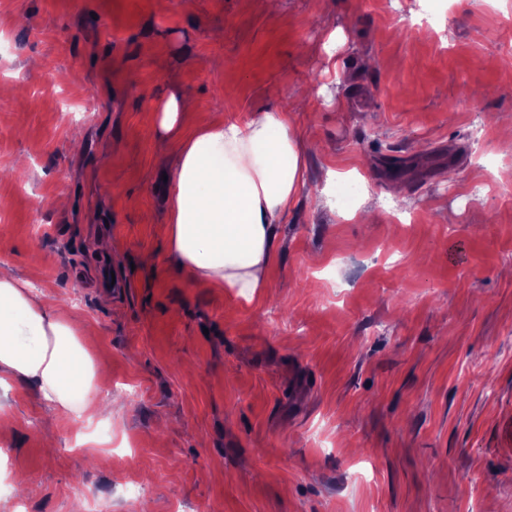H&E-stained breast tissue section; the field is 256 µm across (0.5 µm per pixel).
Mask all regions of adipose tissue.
<instances>
[{"mask_svg":"<svg viewBox=\"0 0 512 512\" xmlns=\"http://www.w3.org/2000/svg\"><path fill=\"white\" fill-rule=\"evenodd\" d=\"M302 140L287 113L212 120L177 149L165 229L176 275L252 302L268 288L280 220L303 186ZM74 308L0 269V388L20 385L61 422L103 416V366Z\"/></svg>","mask_w":512,"mask_h":512,"instance_id":"obj_1","label":"adipose tissue"}]
</instances>
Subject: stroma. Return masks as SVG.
Instances as JSON below:
<instances>
[{"label":"stroma","instance_id":"stroma-1","mask_svg":"<svg viewBox=\"0 0 512 512\" xmlns=\"http://www.w3.org/2000/svg\"><path fill=\"white\" fill-rule=\"evenodd\" d=\"M511 43L512 0H0V265L80 305L117 409L81 446L0 391V502L512 512ZM273 107L328 150L248 304L171 275L163 177L205 120ZM186 104L181 97L170 95L164 100L156 113V120L160 128L166 132L178 128L183 120Z\"/></svg>","mask_w":512,"mask_h":512}]
</instances>
